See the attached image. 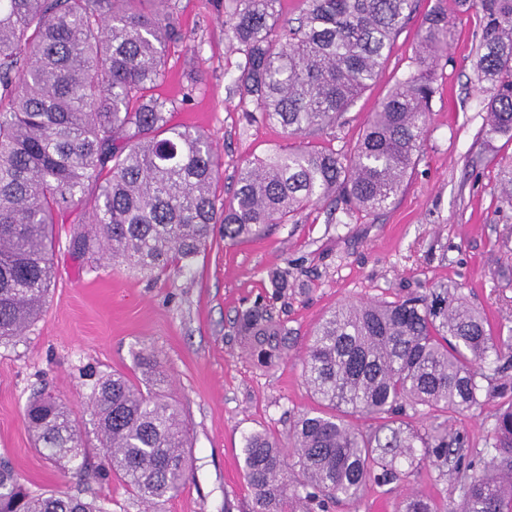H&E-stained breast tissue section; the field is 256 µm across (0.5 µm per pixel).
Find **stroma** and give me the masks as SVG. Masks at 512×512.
Instances as JSON below:
<instances>
[{
    "instance_id": "stroma-1",
    "label": "stroma",
    "mask_w": 512,
    "mask_h": 512,
    "mask_svg": "<svg viewBox=\"0 0 512 512\" xmlns=\"http://www.w3.org/2000/svg\"><path fill=\"white\" fill-rule=\"evenodd\" d=\"M171 6L184 39L167 48V75L156 94L181 100L173 123L197 129L212 143L221 162L213 193L221 203L230 200L244 161L298 146L350 151L396 81L412 71L422 18L442 11L452 23L448 51L435 70L420 160L388 208L349 215L322 202L262 237L228 245L213 236L187 274L150 277L95 254L74 256L67 225H55V276L44 312L22 336L0 344V458L30 490L64 489L104 501L109 512H145L120 478L84 477L45 461L24 409L42 389L66 402L84 433L87 469L101 468L92 380L121 373L143 383L138 357L150 349L191 428L188 478L163 512H251L245 438L253 432L285 438L299 414L316 408L302 362L316 324L339 304L391 301L453 284L495 328L512 329V208L502 204L499 186L502 166L512 162V138L489 141L482 134L490 88L476 71L481 14L458 13L455 0H417L376 82L335 127L300 138L250 116L234 85L244 56L227 39L219 0H171ZM277 268L289 270L292 286L273 314L285 322L293 344L265 368L251 358L235 318L269 295L267 274ZM500 403L492 396L463 413L412 421L423 430L447 425L464 438L467 458L477 464ZM431 470L426 463L401 482L367 484L358 502L332 512H394L411 493L456 507L455 479L435 480Z\"/></svg>"
}]
</instances>
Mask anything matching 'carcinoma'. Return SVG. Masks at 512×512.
Wrapping results in <instances>:
<instances>
[{"label":"carcinoma","mask_w":512,"mask_h":512,"mask_svg":"<svg viewBox=\"0 0 512 512\" xmlns=\"http://www.w3.org/2000/svg\"><path fill=\"white\" fill-rule=\"evenodd\" d=\"M137 0H0V343L40 316L53 280L52 225L71 221L68 248L98 253L143 273L191 267L214 230L237 243L331 199L346 213L389 207L419 161L434 94L433 71L448 49L451 23L422 22L414 70L396 82L348 154L299 147L248 160L233 198L217 205L221 164L197 130L173 125L154 96L165 49L183 40L166 0L153 12ZM297 25L279 0H222L229 39L244 55L235 79L252 111L289 136L336 125L381 73L415 0H302ZM482 13L478 79L487 139L512 137V0H458ZM101 180L89 201L86 183ZM237 329L261 365L288 350V328L263 304L239 313ZM144 387L122 374L98 378L90 395L115 474L146 506L175 495L188 476L189 426L161 393L153 352L140 355ZM512 334L491 327L459 289L438 285L395 301L347 302L313 331L303 361L322 410L297 418L285 439H245L244 478L252 512H328L359 500L371 482L417 471L438 476L454 464L460 501L453 512H512ZM503 399L483 466H462L464 438L422 432L410 413L468 411L492 393ZM36 450L53 465L81 470L85 448L67 405L34 396L25 413ZM375 427L361 430L357 419ZM0 512H106L65 491L31 492L0 459ZM396 512H448L423 495Z\"/></svg>","instance_id":"carcinoma-1"}]
</instances>
